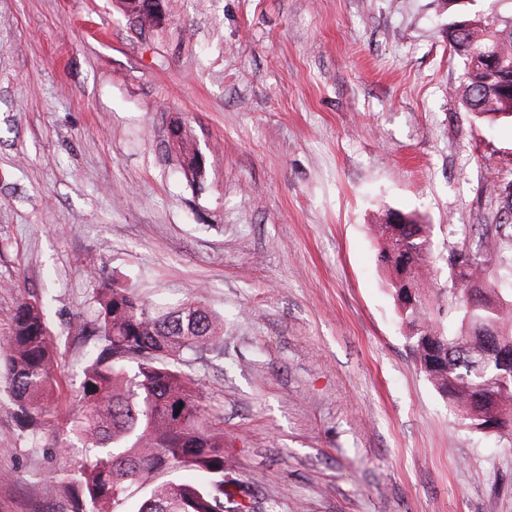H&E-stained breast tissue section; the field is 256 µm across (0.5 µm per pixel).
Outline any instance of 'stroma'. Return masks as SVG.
<instances>
[{
  "label": "stroma",
  "mask_w": 512,
  "mask_h": 512,
  "mask_svg": "<svg viewBox=\"0 0 512 512\" xmlns=\"http://www.w3.org/2000/svg\"><path fill=\"white\" fill-rule=\"evenodd\" d=\"M0 0V342L38 299L57 422L27 442L0 381V512H66L44 474L109 284L224 318L191 361L224 450L276 512H512V435L458 423L410 353L374 227L429 224L448 258L501 224L512 122L456 90L446 0ZM205 158L193 179L169 140Z\"/></svg>",
  "instance_id": "obj_1"
}]
</instances>
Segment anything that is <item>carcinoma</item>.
I'll list each match as a JSON object with an SVG mask.
<instances>
[{
  "instance_id": "carcinoma-1",
  "label": "carcinoma",
  "mask_w": 512,
  "mask_h": 512,
  "mask_svg": "<svg viewBox=\"0 0 512 512\" xmlns=\"http://www.w3.org/2000/svg\"><path fill=\"white\" fill-rule=\"evenodd\" d=\"M497 2L479 14L483 39L475 43L463 29L473 16L460 14L448 22L455 53L465 58L463 47L489 44L504 64H512V15L503 16ZM501 84H512V70L502 76L486 64L469 72L461 84L465 107L489 123L512 120V93L499 90ZM401 218L403 223L391 224L385 213L376 232L410 352L470 430L512 428V383L499 379L498 363L485 362L481 376L469 373L470 366L484 362L485 351L512 353V303L498 288L499 280L512 279V267L496 273L484 263V256L498 254L512 235L484 232L474 249L464 246L453 256L444 329L435 323L422 289L410 293L400 274L406 263L429 273L434 251L429 225L416 214L403 212ZM95 302L99 350L83 369L79 412L58 445L63 454L75 447L86 451L80 475L63 488L70 512H123L124 502L144 488L150 493L137 512H253L242 500L250 496L246 482L224 457L221 419L203 408L198 383L182 369L216 346L223 317L201 303L151 305L111 286L99 289ZM57 368L45 314L37 300L25 299L0 347V378L33 446L56 412ZM178 469L192 470L200 480L157 481Z\"/></svg>"
}]
</instances>
